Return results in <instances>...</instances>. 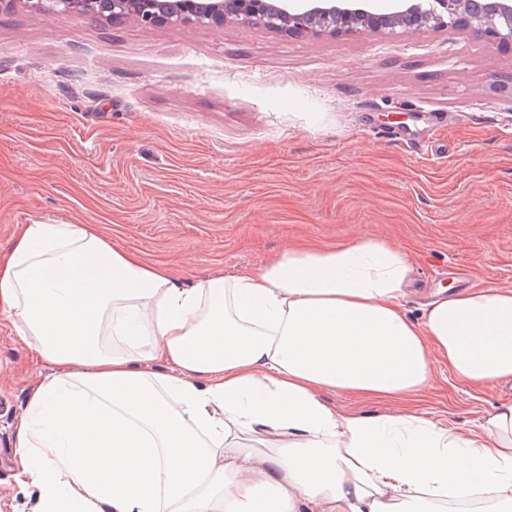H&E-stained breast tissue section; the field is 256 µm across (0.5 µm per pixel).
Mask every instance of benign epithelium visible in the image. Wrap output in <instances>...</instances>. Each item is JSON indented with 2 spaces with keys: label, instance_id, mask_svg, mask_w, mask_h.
Returning a JSON list of instances; mask_svg holds the SVG:
<instances>
[{
  "label": "benign epithelium",
  "instance_id": "1",
  "mask_svg": "<svg viewBox=\"0 0 512 512\" xmlns=\"http://www.w3.org/2000/svg\"><path fill=\"white\" fill-rule=\"evenodd\" d=\"M69 11L113 22L128 16L144 25L228 22L255 25L287 35L354 32L378 34L397 28H464L477 41L512 46V0H394L375 13L364 0H58Z\"/></svg>",
  "mask_w": 512,
  "mask_h": 512
}]
</instances>
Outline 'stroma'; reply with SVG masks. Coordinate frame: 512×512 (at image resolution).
Returning a JSON list of instances; mask_svg holds the SVG:
<instances>
[{"label":"stroma","mask_w":512,"mask_h":512,"mask_svg":"<svg viewBox=\"0 0 512 512\" xmlns=\"http://www.w3.org/2000/svg\"><path fill=\"white\" fill-rule=\"evenodd\" d=\"M512 50L457 30L288 36L237 23L0 13V248L19 225L97 224L187 282L288 244L384 237L403 303L512 288ZM29 350L0 327V512ZM419 410L476 429L512 384L449 379Z\"/></svg>","instance_id":"35a3bbf8"}]
</instances>
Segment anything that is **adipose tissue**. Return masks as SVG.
Instances as JSON below:
<instances>
[{"label": "adipose tissue", "instance_id": "obj_1", "mask_svg": "<svg viewBox=\"0 0 512 512\" xmlns=\"http://www.w3.org/2000/svg\"><path fill=\"white\" fill-rule=\"evenodd\" d=\"M406 250L290 246L185 286L93 224H25L0 251V326L42 370L13 431L33 512H512V404L480 430L414 409L342 413L333 390L419 399L433 359L512 382V288L408 316Z\"/></svg>", "mask_w": 512, "mask_h": 512}]
</instances>
